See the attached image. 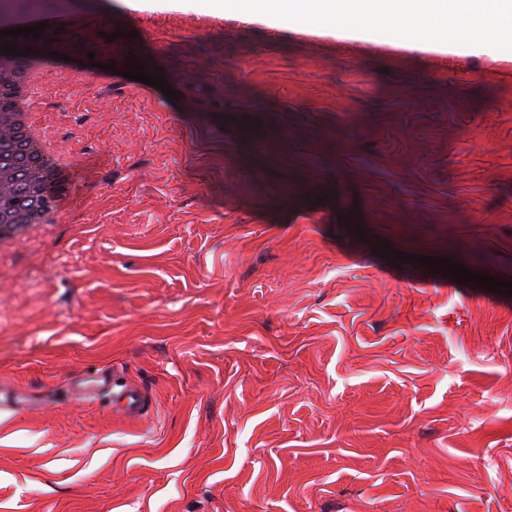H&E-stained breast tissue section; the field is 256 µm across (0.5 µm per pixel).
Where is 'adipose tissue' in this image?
Instances as JSON below:
<instances>
[{"label": "adipose tissue", "instance_id": "obj_1", "mask_svg": "<svg viewBox=\"0 0 512 512\" xmlns=\"http://www.w3.org/2000/svg\"><path fill=\"white\" fill-rule=\"evenodd\" d=\"M247 10L300 12L306 25L396 26L402 41L494 43L512 36V0H240Z\"/></svg>", "mask_w": 512, "mask_h": 512}]
</instances>
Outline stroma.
<instances>
[{"instance_id":"35a3bbf8","label":"stroma","mask_w":512,"mask_h":512,"mask_svg":"<svg viewBox=\"0 0 512 512\" xmlns=\"http://www.w3.org/2000/svg\"><path fill=\"white\" fill-rule=\"evenodd\" d=\"M71 7L38 110L100 161L0 253V512H512V296L377 253L512 282V40ZM117 386L121 388L115 392ZM112 400L122 414L129 418L142 416L148 408L145 392L131 385H118L115 381H112Z\"/></svg>"}]
</instances>
